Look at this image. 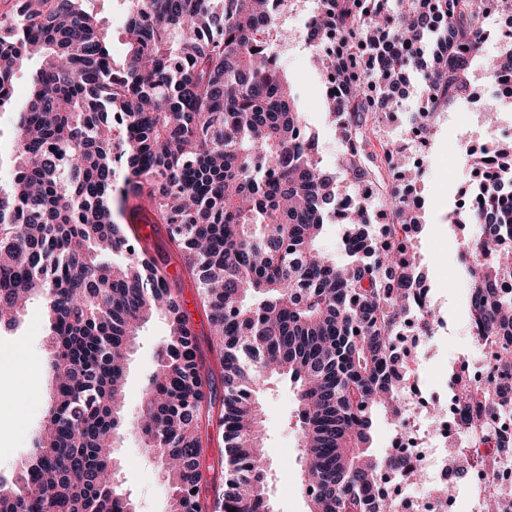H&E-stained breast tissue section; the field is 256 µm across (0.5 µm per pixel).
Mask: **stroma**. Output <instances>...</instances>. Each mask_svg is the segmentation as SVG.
<instances>
[{
    "mask_svg": "<svg viewBox=\"0 0 512 512\" xmlns=\"http://www.w3.org/2000/svg\"><path fill=\"white\" fill-rule=\"evenodd\" d=\"M285 68L305 123L319 137L322 164L334 168L340 146L324 109V85L319 69L303 42H294ZM421 82V75L412 76L409 93L400 107L373 115L374 146L405 136L407 114L421 105ZM495 142V137L482 129L449 121L447 113L442 112L424 151L419 193L423 228L414 237L415 252L432 305L445 327L433 331L419 343H407L405 352L410 363L419 367L417 376L422 390L440 398L448 394V379L455 360L469 350L461 254L470 233L449 224L448 215L459 196L473 185L466 160L468 148ZM166 334V324L159 318L146 324L140 332L126 375L127 415H134L140 409L143 385L156 367V348ZM1 352L35 360L40 371L30 380L20 368L0 369V472L18 467L29 456L33 434L45 420L51 395L52 382L46 370L50 358L46 314L39 302L28 306L18 328L0 331ZM294 414L295 395L288 383L268 380L264 386V425L274 512H308L309 509L297 462L300 447ZM115 455L120 464V480L134 500L136 512H169L170 496L159 464L145 451L140 438L133 433L125 434L117 444Z\"/></svg>",
    "mask_w": 512,
    "mask_h": 512,
    "instance_id": "1",
    "label": "stroma"
}]
</instances>
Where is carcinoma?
Listing matches in <instances>:
<instances>
[{"label":"carcinoma","mask_w":512,"mask_h":512,"mask_svg":"<svg viewBox=\"0 0 512 512\" xmlns=\"http://www.w3.org/2000/svg\"><path fill=\"white\" fill-rule=\"evenodd\" d=\"M85 0H13L0 12V109L12 106L22 67L35 66L27 104L0 145V330L18 325L39 299L48 318L52 396L33 449L0 475V512H135L116 472L114 447L137 434L162 467L169 512H206L203 424L224 431L228 472L215 512H273L262 448L260 393L272 375L296 390L301 475L309 512H396L379 492L383 476L414 479L407 456L373 453L374 421L403 411L410 380L395 343L417 316L428 329L435 310L414 307L425 292L416 259L400 235L417 232L413 205L419 167L386 151L405 183L382 185L377 201L392 219L383 238L370 229L372 203H341L342 185L379 174L368 122L378 96L417 70L426 105L409 125L429 130L448 102L467 92L472 59L484 56L493 101L512 74V45L487 48V10L475 0H316L304 39L330 34L351 45L331 65L328 115L343 150L334 171L321 166L318 140L303 128L285 71L257 39L285 0H125V60L112 55L109 29ZM487 151L512 174V143ZM493 204L460 210L453 223L472 235L464 257L470 321L497 346L505 378L481 391L461 389L457 427H482L512 414V202L488 186ZM153 212L166 251L149 241L132 249L134 225L115 209L129 199ZM346 207L340 265L323 252L324 226ZM180 262L196 283L219 351L224 398L205 385L197 336L166 267ZM167 325L140 411L124 413L126 370L140 329ZM219 410H214V407ZM476 456L495 501L512 505L497 483L499 456L512 436L486 435Z\"/></svg>","instance_id":"carcinoma-1"}]
</instances>
